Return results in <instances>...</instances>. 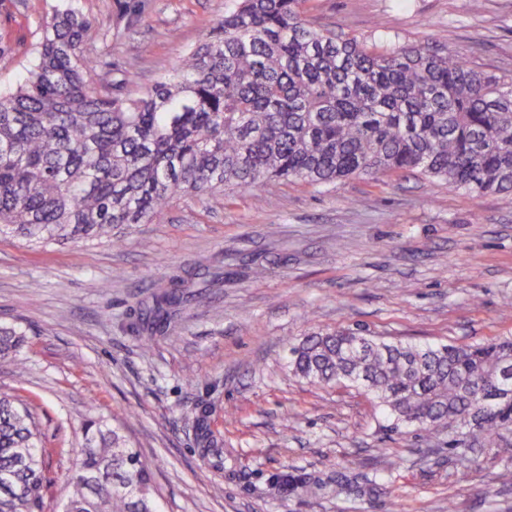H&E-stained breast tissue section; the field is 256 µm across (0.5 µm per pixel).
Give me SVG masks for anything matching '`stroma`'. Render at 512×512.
I'll use <instances>...</instances> for the list:
<instances>
[{"label":"stroma","instance_id":"35a3bbf8","mask_svg":"<svg viewBox=\"0 0 512 512\" xmlns=\"http://www.w3.org/2000/svg\"><path fill=\"white\" fill-rule=\"evenodd\" d=\"M63 0H0V84L29 68ZM93 21L91 82L150 87L234 0H76ZM309 16L382 45L444 42L512 72V0H307ZM104 240L35 247L0 237V324L25 332L21 391L51 451L46 512L68 494L84 420L118 427L154 462L160 512H512V434L475 439L478 467L446 435L393 432L366 393L315 387L288 366L308 332L360 325L387 341L511 337L512 195H473L416 176L292 180L203 204L175 196L152 224ZM265 274L256 280L254 266ZM188 280L180 314L149 343L128 333L157 286ZM209 408L223 466L187 420ZM350 484L337 490L336 477ZM317 486L283 490L284 475Z\"/></svg>","mask_w":512,"mask_h":512}]
</instances>
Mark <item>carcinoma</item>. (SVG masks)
<instances>
[{
	"instance_id": "cac0c4a2",
	"label": "carcinoma",
	"mask_w": 512,
	"mask_h": 512,
	"mask_svg": "<svg viewBox=\"0 0 512 512\" xmlns=\"http://www.w3.org/2000/svg\"><path fill=\"white\" fill-rule=\"evenodd\" d=\"M306 0H236L171 72L137 95L93 86L90 21L68 0L44 27L27 76L0 88V236L32 244L118 243L176 194L225 196L291 179L324 187L418 174L476 195L512 193V73L475 68L430 42L379 46L319 24ZM180 303L153 295L132 330L162 331ZM25 333L0 325V361ZM295 375L373 397L389 429L448 434L468 463L470 429L512 433L494 398L512 339L385 341L356 326L308 333ZM189 418L213 447L207 409ZM46 450L17 395L0 394V512H43ZM64 512H157L148 463L102 420L83 426Z\"/></svg>"
}]
</instances>
